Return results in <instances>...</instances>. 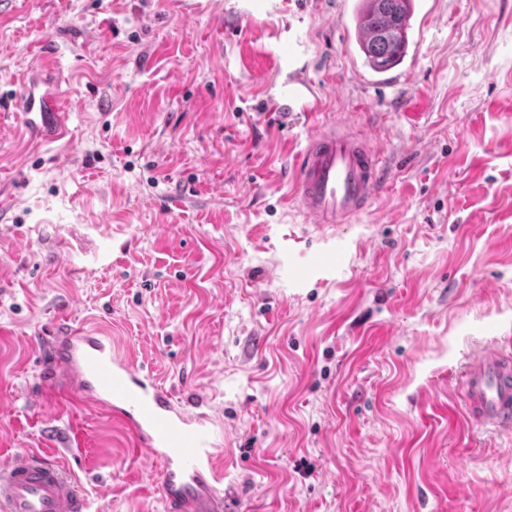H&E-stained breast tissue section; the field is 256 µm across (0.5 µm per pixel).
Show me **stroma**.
Wrapping results in <instances>:
<instances>
[{
    "label": "stroma",
    "instance_id": "obj_1",
    "mask_svg": "<svg viewBox=\"0 0 512 512\" xmlns=\"http://www.w3.org/2000/svg\"><path fill=\"white\" fill-rule=\"evenodd\" d=\"M357 2L0 0V458L163 512L134 436L43 380L38 336L82 326L209 415L224 512H512V434L460 382L512 348V0H416L394 83ZM47 51L69 129L44 142L13 103ZM329 122L388 167L336 245L290 201ZM289 82L291 85L288 86V98L283 100L285 103L280 106L281 110H288V112H295L296 109L312 111L313 107L310 102L312 92L309 84L297 78L290 79Z\"/></svg>",
    "mask_w": 512,
    "mask_h": 512
}]
</instances>
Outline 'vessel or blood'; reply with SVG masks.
<instances>
[{"label":"vessel or blood","instance_id":"b4317fda","mask_svg":"<svg viewBox=\"0 0 512 512\" xmlns=\"http://www.w3.org/2000/svg\"><path fill=\"white\" fill-rule=\"evenodd\" d=\"M308 83L292 79L285 110H311ZM16 108L34 138L57 136L65 112L35 82L22 85ZM386 170L369 137L349 128L318 126L296 164L294 200L322 235L336 237L376 196ZM45 376L67 374L79 399L98 405L134 436L146 462L162 461L160 492L165 512H224L216 466L218 445L207 417L180 407L112 347L111 337L75 329L40 339ZM466 406L481 427L512 432V357L503 347L480 348L463 375ZM85 494L59 468L26 454L0 463V512H89Z\"/></svg>","mask_w":512,"mask_h":512}]
</instances>
